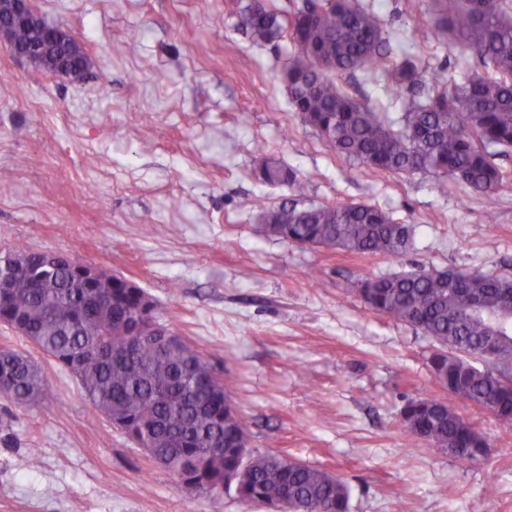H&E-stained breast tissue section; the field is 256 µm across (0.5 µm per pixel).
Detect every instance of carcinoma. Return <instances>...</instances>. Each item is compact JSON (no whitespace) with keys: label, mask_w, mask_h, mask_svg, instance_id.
I'll return each instance as SVG.
<instances>
[{"label":"carcinoma","mask_w":512,"mask_h":512,"mask_svg":"<svg viewBox=\"0 0 512 512\" xmlns=\"http://www.w3.org/2000/svg\"><path fill=\"white\" fill-rule=\"evenodd\" d=\"M431 14L437 38L471 50L484 73L463 71L423 96L417 57L383 62L381 19L361 0H303L284 24L267 0H250L243 23L259 44L290 39L291 104L337 155L376 171L450 177L485 196L491 212L507 179L493 157L512 151V0H431ZM7 39L20 49L42 33L17 27ZM312 56L334 68H317ZM87 66V58L57 43L45 68L63 67L80 81ZM357 71L383 84L400 111L362 101L339 82ZM259 178L301 189L293 171L267 159ZM263 218L269 236L298 245L394 258L412 248L409 227L373 204L285 202ZM359 292L377 313L440 345L430 368L450 402L411 400L400 412L401 426L453 458L479 460L485 440L451 401L512 413V366L465 369L458 359L480 355L487 337L499 335L489 313L512 310V279L413 269L365 279ZM468 295L481 298L487 312L470 311ZM155 318L144 289L116 276L98 284L81 267L34 262L27 273L0 281V321L13 327L22 320V336L73 374L113 427L162 458L179 487H232L243 502L269 510L286 502L296 512H348L349 489L340 478L274 453H243L246 423L219 374L191 341L156 335ZM1 393L31 405L43 402L49 387L28 356L7 349L0 351Z\"/></svg>","instance_id":"carcinoma-1"}]
</instances>
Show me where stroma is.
Returning <instances> with one entry per match:
<instances>
[{
  "label": "stroma",
  "instance_id": "1",
  "mask_svg": "<svg viewBox=\"0 0 512 512\" xmlns=\"http://www.w3.org/2000/svg\"><path fill=\"white\" fill-rule=\"evenodd\" d=\"M29 2L89 66L74 82L0 46V254H67L135 282L223 377L249 451L340 477L349 512H512V424L454 401L488 445L474 463L403 430L408 401L448 396L430 368L438 345L358 291L414 264L512 278V181L490 213L455 181L337 156L290 104L291 43L253 42L247 0ZM366 2L392 59L416 54L424 82L476 68L435 37L430 0ZM265 156L302 191L260 180ZM297 198L378 205L414 246L397 261L267 235L263 213ZM0 347L49 384L36 406L0 397V512H267L231 489L176 488L76 377L3 324Z\"/></svg>",
  "mask_w": 512,
  "mask_h": 512
}]
</instances>
